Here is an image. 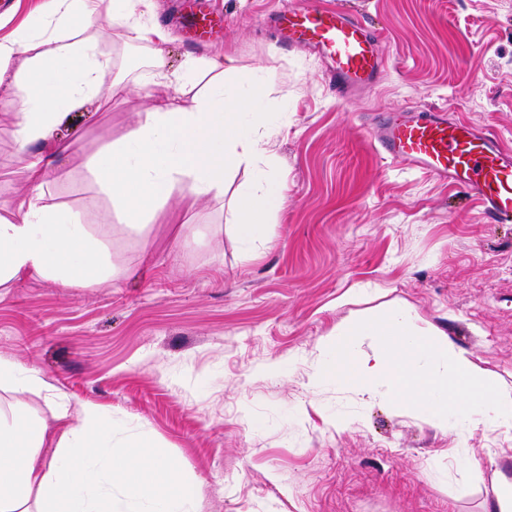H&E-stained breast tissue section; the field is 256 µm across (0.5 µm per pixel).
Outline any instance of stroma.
<instances>
[{"instance_id": "stroma-1", "label": "stroma", "mask_w": 512, "mask_h": 512, "mask_svg": "<svg viewBox=\"0 0 512 512\" xmlns=\"http://www.w3.org/2000/svg\"><path fill=\"white\" fill-rule=\"evenodd\" d=\"M212 2L224 36L210 43L167 26L173 0H149L142 22L167 26L169 72L221 52L243 79L263 80L285 184L266 240L246 254L230 229L243 169L223 198L165 208L143 233L112 220L86 164L136 123L154 88L149 48L124 43L102 0L112 35L99 48L139 87L59 126L71 147L45 200L82 214L113 274L89 288L38 278L0 288V358L151 435L195 483L199 512H488L494 472L512 477V428L443 425L309 379L339 321L404 307L512 396V224L378 153L370 117L446 108L512 149V0H324L361 13L388 60L373 90L347 101L321 62L265 26L289 0ZM13 123L0 112V213L28 189ZM268 362L279 372L263 373Z\"/></svg>"}]
</instances>
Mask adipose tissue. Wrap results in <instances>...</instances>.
Instances as JSON below:
<instances>
[{"instance_id":"adipose-tissue-1","label":"adipose tissue","mask_w":512,"mask_h":512,"mask_svg":"<svg viewBox=\"0 0 512 512\" xmlns=\"http://www.w3.org/2000/svg\"><path fill=\"white\" fill-rule=\"evenodd\" d=\"M141 2L116 0L123 38L150 43V82L161 92L120 141L92 159L91 172L136 230L168 203L191 208L222 197L228 175L250 167L252 183L235 194L233 212L239 244L252 247L284 199L276 159L261 146L264 86L227 90L224 77L236 68L217 55L190 62L191 74L212 75L213 82L190 105L177 104L169 90L184 81L165 68L169 35L139 24ZM99 4L51 0L45 26L0 41V111L14 115L17 162L31 186L13 211L0 214V285L35 275L87 288L110 276L105 249L81 213L46 204L43 190L65 151L54 137L62 120L99 105L102 93L131 92L99 50L109 35L96 24ZM89 26L95 34L83 36ZM32 395L43 397L50 417L19 418ZM118 430L101 407L71 402L39 370L0 358V512H192L196 487L176 461L141 440L116 441Z\"/></svg>"}]
</instances>
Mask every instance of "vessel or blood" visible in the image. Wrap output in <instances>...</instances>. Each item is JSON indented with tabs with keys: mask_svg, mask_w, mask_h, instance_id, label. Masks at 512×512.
Instances as JSON below:
<instances>
[{
	"mask_svg": "<svg viewBox=\"0 0 512 512\" xmlns=\"http://www.w3.org/2000/svg\"><path fill=\"white\" fill-rule=\"evenodd\" d=\"M182 9L188 42L208 43L223 34V16L206 10L201 0H184ZM273 25L288 44L310 47L328 61L325 76L338 95L374 85L385 69L364 22L324 9L317 0H301L277 15ZM375 146L476 196L498 223H512V150L501 148L487 129L437 110L393 115L382 124Z\"/></svg>",
	"mask_w": 512,
	"mask_h": 512,
	"instance_id": "1",
	"label": "vessel or blood"
}]
</instances>
